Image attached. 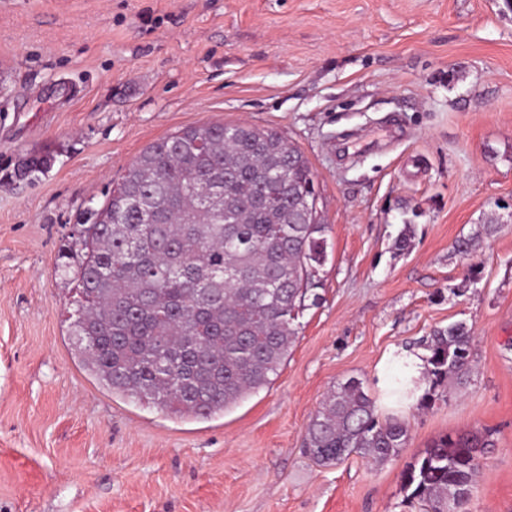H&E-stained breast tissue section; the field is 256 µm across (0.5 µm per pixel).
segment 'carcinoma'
<instances>
[{
  "mask_svg": "<svg viewBox=\"0 0 512 512\" xmlns=\"http://www.w3.org/2000/svg\"><path fill=\"white\" fill-rule=\"evenodd\" d=\"M267 131L207 123L164 137L139 155L135 175L112 188L93 221L80 225L84 250L72 335L89 370L107 387L183 418L208 419L268 386L317 303L328 258L326 225L305 202L314 174L301 150L262 142ZM53 155L25 160L20 175L48 172ZM501 230L488 218L457 238L468 258ZM463 321L427 342L425 381L403 364L390 378L401 402L428 404L472 366ZM410 430L380 418L357 377L336 383L311 418L306 453L322 465L353 453L375 463L397 457ZM489 431L444 436L402 474L408 501L448 512V492L473 490Z\"/></svg>",
  "mask_w": 512,
  "mask_h": 512,
  "instance_id": "carcinoma-1",
  "label": "carcinoma"
}]
</instances>
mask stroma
Here are the masks:
<instances>
[{
	"instance_id": "35a3bbf8",
	"label": "stroma",
	"mask_w": 512,
	"mask_h": 512,
	"mask_svg": "<svg viewBox=\"0 0 512 512\" xmlns=\"http://www.w3.org/2000/svg\"><path fill=\"white\" fill-rule=\"evenodd\" d=\"M211 122L303 152L330 247L272 383L179 418L84 366L61 266L145 147ZM47 151V173L16 178ZM490 216L498 236L456 255ZM473 262L481 282L455 294ZM456 321L474 367L402 409L397 458L306 455L333 384L363 379L390 413L388 377ZM483 429L469 510L512 512V0H0V512H420L406 465Z\"/></svg>"
}]
</instances>
